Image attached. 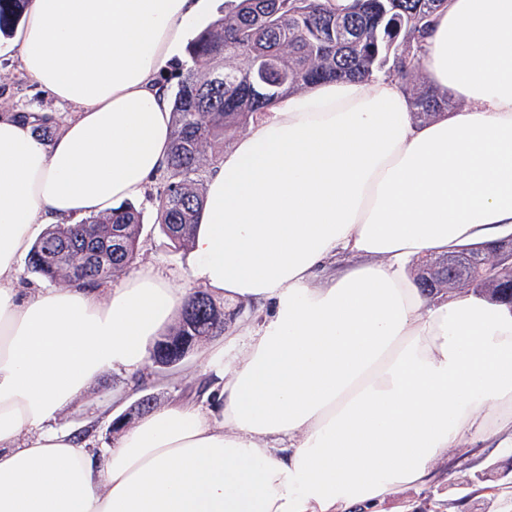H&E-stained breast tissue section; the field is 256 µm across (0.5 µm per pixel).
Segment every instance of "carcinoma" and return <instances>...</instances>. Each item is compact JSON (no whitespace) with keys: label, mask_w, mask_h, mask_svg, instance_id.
Returning a JSON list of instances; mask_svg holds the SVG:
<instances>
[{"label":"carcinoma","mask_w":512,"mask_h":512,"mask_svg":"<svg viewBox=\"0 0 512 512\" xmlns=\"http://www.w3.org/2000/svg\"><path fill=\"white\" fill-rule=\"evenodd\" d=\"M28 0H0V35L8 36ZM447 0H353L338 12L329 0H240L187 46L190 65L172 98L170 146L153 176L158 181L156 223L176 249L192 246L205 202L203 174L223 159L224 143L285 93L318 82L364 79L374 71L399 74L415 121L435 119L448 98L427 85L420 51L431 17ZM263 60L274 63L280 84L260 100L246 76ZM143 215L127 202L77 224H53L35 243L28 272L59 286L99 285L133 265ZM469 292L512 307V273L493 288ZM224 307L195 288L163 333L173 341L224 335Z\"/></svg>","instance_id":"cac0c4a2"}]
</instances>
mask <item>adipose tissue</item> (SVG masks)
<instances>
[{"label":"adipose tissue","instance_id":"ef3b65f1","mask_svg":"<svg viewBox=\"0 0 512 512\" xmlns=\"http://www.w3.org/2000/svg\"><path fill=\"white\" fill-rule=\"evenodd\" d=\"M208 2L32 0L17 34L23 70L76 112L49 141L0 115V512L371 510L512 428V312L411 273L512 234V0L433 16L426 79L461 103L434 120L380 72L271 105L210 174L191 250L193 281L268 307L233 359L202 351L226 377L106 455L56 426L100 374L142 365L188 293L138 269L22 300L18 262L42 223L143 196L170 144L158 75Z\"/></svg>","mask_w":512,"mask_h":512}]
</instances>
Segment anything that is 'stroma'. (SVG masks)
Returning a JSON list of instances; mask_svg holds the SVG:
<instances>
[{
    "label": "stroma",
    "mask_w": 512,
    "mask_h": 512,
    "mask_svg": "<svg viewBox=\"0 0 512 512\" xmlns=\"http://www.w3.org/2000/svg\"><path fill=\"white\" fill-rule=\"evenodd\" d=\"M19 112L53 114L56 124L71 116V105L58 102L27 77L19 67V52L0 46V115ZM154 187H147L136 206L143 213L144 228L136 266L151 267L176 288H192L189 250L174 249L156 222ZM215 373H202L195 356L180 365L162 368L145 361L137 374L109 371L101 375L77 400L62 411L57 422L78 429L93 447L108 452L120 434L109 420L99 417L98 407L112 391H123L128 404L146 395L154 396L157 408L177 401H201L204 380ZM434 479L424 489H405L385 501L382 512H512V450L466 440L448 449L432 465Z\"/></svg>",
    "instance_id": "35a3bbf8"
}]
</instances>
